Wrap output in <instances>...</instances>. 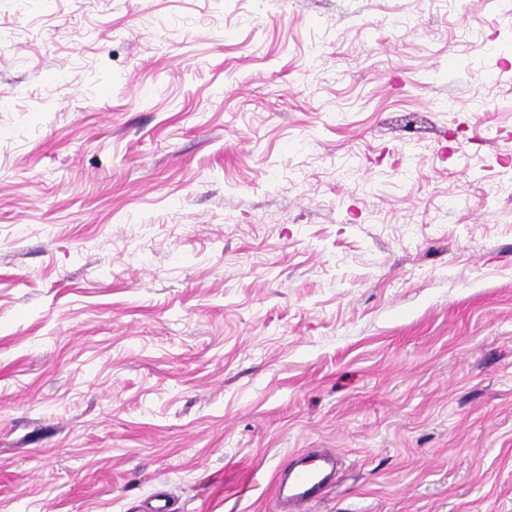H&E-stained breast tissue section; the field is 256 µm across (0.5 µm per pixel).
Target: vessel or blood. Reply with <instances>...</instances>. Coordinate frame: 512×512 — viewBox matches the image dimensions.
<instances>
[{"instance_id":"1","label":"vessel or blood","mask_w":512,"mask_h":512,"mask_svg":"<svg viewBox=\"0 0 512 512\" xmlns=\"http://www.w3.org/2000/svg\"><path fill=\"white\" fill-rule=\"evenodd\" d=\"M337 459V453L326 448L316 451L310 464L277 474L275 491L281 512H304L307 504L322 498L335 481Z\"/></svg>"}]
</instances>
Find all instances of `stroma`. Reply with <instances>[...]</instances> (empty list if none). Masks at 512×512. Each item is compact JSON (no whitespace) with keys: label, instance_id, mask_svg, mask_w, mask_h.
Returning a JSON list of instances; mask_svg holds the SVG:
<instances>
[{"label":"stroma","instance_id":"obj_1","mask_svg":"<svg viewBox=\"0 0 512 512\" xmlns=\"http://www.w3.org/2000/svg\"><path fill=\"white\" fill-rule=\"evenodd\" d=\"M506 0H0V512H512ZM337 460V453L324 448L316 451L310 464L293 467L287 474L279 472L275 478V491L280 511L302 512L307 504L322 498L335 481ZM287 483L288 495H285Z\"/></svg>","mask_w":512,"mask_h":512}]
</instances>
